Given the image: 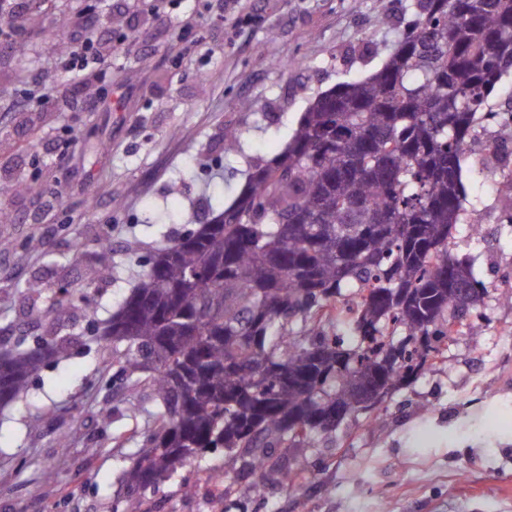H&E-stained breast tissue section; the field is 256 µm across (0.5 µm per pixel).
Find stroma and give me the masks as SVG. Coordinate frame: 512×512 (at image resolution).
<instances>
[{"mask_svg": "<svg viewBox=\"0 0 512 512\" xmlns=\"http://www.w3.org/2000/svg\"><path fill=\"white\" fill-rule=\"evenodd\" d=\"M414 3L176 0L157 15L145 0H61L35 17L43 35L24 39V53L0 37V201L14 214L0 223V348L69 339L0 410V512H112L151 418L117 377L96 327L130 294L139 258L236 200L255 165L285 149L318 93L380 68ZM88 5L99 31L123 24L151 51L112 55L98 107L83 112L84 87L64 81L55 56L61 43L81 44L72 18ZM219 6L256 20L233 32L213 21ZM34 87L65 107L29 105ZM23 104L28 114H18ZM230 131L237 139L228 146ZM474 167L467 161L462 179L489 227L479 237L458 225L454 252L489 288L477 334L450 338L444 363L292 450V463L311 474L302 486L214 495L209 473L228 467L219 453L148 495L153 512H512V304L499 286L512 273V224L497 177ZM216 182L222 194H213ZM163 211L179 221L152 223ZM102 262L105 274L84 291L89 266ZM32 281L44 288L35 301L25 292ZM64 283L75 301L59 327L49 307ZM115 406L119 414L101 420ZM185 478L192 493L180 489Z\"/></svg>", "mask_w": 512, "mask_h": 512, "instance_id": "1", "label": "stroma"}]
</instances>
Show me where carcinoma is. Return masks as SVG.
Here are the masks:
<instances>
[{"label":"carcinoma","instance_id":"cac0c4a2","mask_svg":"<svg viewBox=\"0 0 512 512\" xmlns=\"http://www.w3.org/2000/svg\"><path fill=\"white\" fill-rule=\"evenodd\" d=\"M380 69L319 94L277 159L191 240L159 244L101 340L152 427L123 471L138 510L178 470L224 452V487L301 485L289 454L364 409L471 331L487 286L452 251L482 211L460 180L476 124L512 73V0H417ZM208 275L189 286L188 271ZM72 306L54 300L56 324ZM64 340L0 363L4 404Z\"/></svg>","mask_w":512,"mask_h":512}]
</instances>
